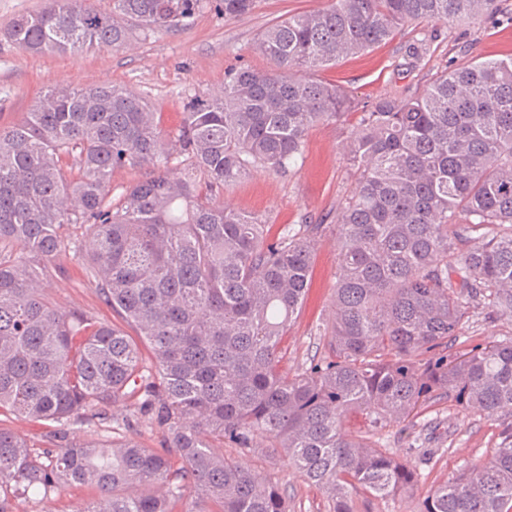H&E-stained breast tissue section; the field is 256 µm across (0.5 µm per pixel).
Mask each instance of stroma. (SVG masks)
I'll return each instance as SVG.
<instances>
[{
	"label": "stroma",
	"instance_id": "stroma-1",
	"mask_svg": "<svg viewBox=\"0 0 512 512\" xmlns=\"http://www.w3.org/2000/svg\"><path fill=\"white\" fill-rule=\"evenodd\" d=\"M329 0H255L252 11L227 18L213 7L203 9L186 27L148 36L132 35L119 49L93 48L79 53L31 55L0 41V128L22 121L41 92L60 83L78 89L121 84L155 103L166 132L177 129L187 99L218 90L234 66L268 68L255 49L259 34L290 14L327 6ZM424 40L423 61L411 59L406 47ZM512 55V24L477 19L447 27L421 25L405 28L385 45L363 55L341 59L336 66L317 71L319 80L344 87L359 100L372 101L385 94L424 88L441 72L468 64L475 57ZM346 130L333 124L311 128L305 139L302 168L280 176L256 171L245 181L217 195V203L244 212L268 216L276 226L306 224L333 210L351 185L342 152ZM340 243L334 234L320 241L308 298L291 323L282 347L284 366H308L321 348L318 328L326 326L336 284ZM52 275L49 301L60 311L77 309L97 320L125 327L123 316L106 303L94 280L81 264L67 258ZM512 338L511 315H487L475 310L456 348L466 349ZM501 431L497 416L466 411L455 403L442 405L421 419L412 431L388 426L376 432L380 444L410 460L420 474L419 489L427 491L448 474L490 455ZM74 440L96 438L106 443L128 438L146 447L162 449L163 434L137 406L115 408L69 426ZM224 456L242 466L274 474L288 491L289 512H327L316 487L295 478L284 455L272 454L265 437H255L252 448L241 451L224 446Z\"/></svg>",
	"mask_w": 512,
	"mask_h": 512
}]
</instances>
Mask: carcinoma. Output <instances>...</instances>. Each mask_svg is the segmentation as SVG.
Listing matches in <instances>:
<instances>
[{
  "mask_svg": "<svg viewBox=\"0 0 512 512\" xmlns=\"http://www.w3.org/2000/svg\"><path fill=\"white\" fill-rule=\"evenodd\" d=\"M206 5L46 0L3 35L36 55L118 49L126 20L146 35L178 30ZM215 5L240 17L254 0ZM477 18L512 12L501 0H332L264 29L255 50L273 68L229 70L219 92L190 97L173 133L122 85H52L0 130V244L15 247L0 256V412L51 427L36 452L0 427V512L72 486L98 493L75 512H170L187 491V512H288L278 479L216 452L257 435L333 512H354L353 493L412 494L419 477L343 418L406 429L450 400L498 416L500 443L431 489L419 512H512V337L448 352L470 311L512 314V56L374 101L313 77L413 24ZM324 123L352 125L354 184L330 223L273 235L268 217L214 204L254 171L287 174ZM144 167L112 203V174ZM64 224L86 227L88 251L65 242ZM328 231L340 252L324 354L286 371L281 342ZM71 249L138 339L48 303L46 270ZM135 397L162 450L71 440L69 422Z\"/></svg>",
  "mask_w": 512,
  "mask_h": 512,
  "instance_id": "carcinoma-1",
  "label": "carcinoma"
}]
</instances>
